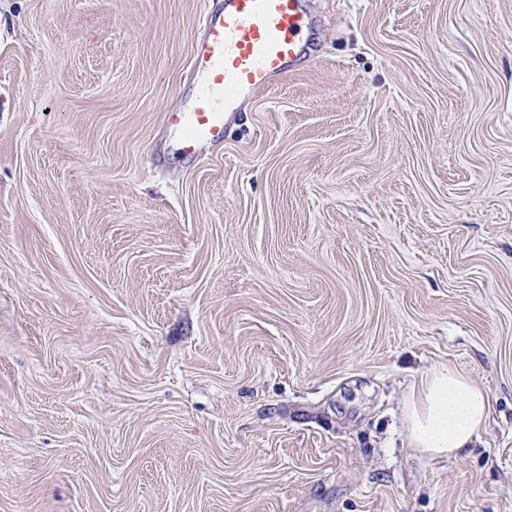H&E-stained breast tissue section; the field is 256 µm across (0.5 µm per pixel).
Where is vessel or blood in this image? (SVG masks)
Here are the masks:
<instances>
[{"mask_svg":"<svg viewBox=\"0 0 512 512\" xmlns=\"http://www.w3.org/2000/svg\"><path fill=\"white\" fill-rule=\"evenodd\" d=\"M307 42L304 0H224L217 10L202 0L192 40L191 94L165 113L168 128L180 134V155L192 161L223 145L229 114L290 72Z\"/></svg>","mask_w":512,"mask_h":512,"instance_id":"vessel-or-blood-1","label":"vessel or blood"}]
</instances>
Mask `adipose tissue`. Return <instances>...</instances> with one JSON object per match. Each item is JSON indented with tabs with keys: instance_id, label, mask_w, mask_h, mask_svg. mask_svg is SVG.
I'll use <instances>...</instances> for the list:
<instances>
[{
	"instance_id": "1",
	"label": "adipose tissue",
	"mask_w": 512,
	"mask_h": 512,
	"mask_svg": "<svg viewBox=\"0 0 512 512\" xmlns=\"http://www.w3.org/2000/svg\"><path fill=\"white\" fill-rule=\"evenodd\" d=\"M490 412L482 387L461 371L440 366L413 387L403 422L411 448L432 457H454L471 448Z\"/></svg>"
}]
</instances>
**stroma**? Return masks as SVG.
<instances>
[{
    "mask_svg": "<svg viewBox=\"0 0 512 512\" xmlns=\"http://www.w3.org/2000/svg\"><path fill=\"white\" fill-rule=\"evenodd\" d=\"M307 8L189 162L199 0H0V512H512V0ZM491 412L488 395L464 373L432 369L413 387L403 408L411 448L432 457L458 456L471 448Z\"/></svg>",
    "mask_w": 512,
    "mask_h": 512,
    "instance_id": "35a3bbf8",
    "label": "stroma"
}]
</instances>
